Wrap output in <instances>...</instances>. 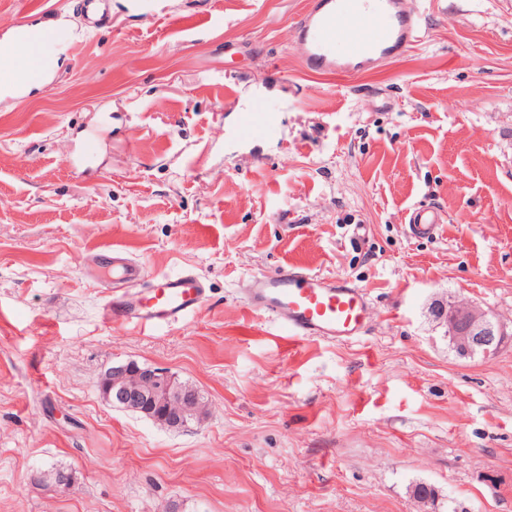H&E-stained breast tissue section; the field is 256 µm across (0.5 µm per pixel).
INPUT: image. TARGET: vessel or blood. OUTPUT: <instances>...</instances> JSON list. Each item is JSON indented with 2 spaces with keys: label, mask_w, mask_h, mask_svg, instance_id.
I'll return each mask as SVG.
<instances>
[{
  "label": "vessel or blood",
  "mask_w": 512,
  "mask_h": 512,
  "mask_svg": "<svg viewBox=\"0 0 512 512\" xmlns=\"http://www.w3.org/2000/svg\"><path fill=\"white\" fill-rule=\"evenodd\" d=\"M406 0H309L294 25L305 49L309 71L346 76L393 61L419 36V19ZM275 116L262 102L239 116L238 128L253 135L273 130ZM417 233L431 234L442 224L438 210L416 209ZM101 269L123 281L128 291L117 300L118 315L144 330L173 326L196 313L207 291L202 276L191 270L150 274L117 245L97 256ZM245 305L271 315L285 335L352 341L367 327L370 300L362 286L297 265L252 277Z\"/></svg>",
  "instance_id": "1"
}]
</instances>
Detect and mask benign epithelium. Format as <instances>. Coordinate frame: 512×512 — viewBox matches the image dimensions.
Listing matches in <instances>:
<instances>
[{"label": "benign epithelium", "instance_id": "obj_1", "mask_svg": "<svg viewBox=\"0 0 512 512\" xmlns=\"http://www.w3.org/2000/svg\"><path fill=\"white\" fill-rule=\"evenodd\" d=\"M430 315L444 329L448 346L463 356L490 357L499 350L505 326L492 311L468 300L450 296L436 300ZM104 399L120 409L134 408L171 429L189 427L197 390L175 383V376L159 367L126 362L107 370Z\"/></svg>", "mask_w": 512, "mask_h": 512}]
</instances>
